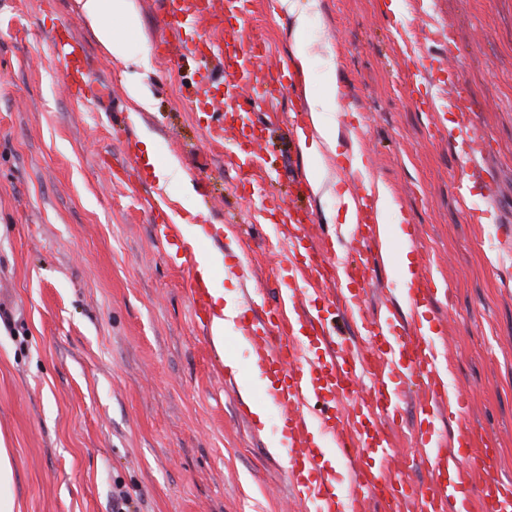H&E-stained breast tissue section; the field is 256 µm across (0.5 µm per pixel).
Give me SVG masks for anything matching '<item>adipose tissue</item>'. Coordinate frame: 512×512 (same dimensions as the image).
Listing matches in <instances>:
<instances>
[{
    "label": "adipose tissue",
    "mask_w": 512,
    "mask_h": 512,
    "mask_svg": "<svg viewBox=\"0 0 512 512\" xmlns=\"http://www.w3.org/2000/svg\"><path fill=\"white\" fill-rule=\"evenodd\" d=\"M80 12L91 27L100 46L113 58L140 67L149 62V49L139 40L140 21L128 0H77ZM336 85H329L325 98H308L310 119L317 137L304 146V153L315 154L320 148L335 150L336 129L322 120L321 115L336 106Z\"/></svg>",
    "instance_id": "ef3b65f1"
}]
</instances>
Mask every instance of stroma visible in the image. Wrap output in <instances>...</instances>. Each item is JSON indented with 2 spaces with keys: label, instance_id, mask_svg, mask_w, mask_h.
<instances>
[{
  "label": "stroma",
  "instance_id": "35a3bbf8",
  "mask_svg": "<svg viewBox=\"0 0 512 512\" xmlns=\"http://www.w3.org/2000/svg\"><path fill=\"white\" fill-rule=\"evenodd\" d=\"M131 2L151 49L144 68L111 58L75 0H0V446L14 461L20 512H113L120 492L129 512H298L287 462L271 447L273 414L247 423L237 414L265 399L250 383L254 353L232 344L230 326L216 349L193 320L188 270L145 205L146 133L193 183L189 210L180 182L154 185L167 211L182 222L205 212L213 237L198 248L229 264L251 259L250 281L214 276L241 307L256 288L267 306L281 301L268 274L292 231L289 206L311 212L317 232L350 241L340 200L360 153L380 180L382 223L401 214L417 225V270L448 284L431 321L448 383L469 399L462 422L490 434L512 475V274L498 240L500 225H512V0H401L396 14L386 0H255L243 37L263 34L287 64L295 40L309 47L308 77L295 79L292 96L322 95L332 79L343 93L327 115L337 126L332 155H304L284 135L289 98L258 109L270 151L259 222L225 150L204 138L210 116L186 101L195 61L168 55L156 0ZM448 31L459 51L450 70L480 113L475 163L498 183L484 214L457 189L467 169L452 138L457 113L434 119L410 98L408 50L427 54L431 37ZM71 35L106 79L99 103L65 90L53 42ZM133 81L148 109L130 98ZM313 167L320 188L297 193ZM385 249L373 280L392 288L387 301L404 318L405 249L395 238ZM417 429L405 399L389 469L424 484L409 452Z\"/></svg>",
  "mask_w": 512,
  "mask_h": 512
}]
</instances>
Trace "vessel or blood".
Returning a JSON list of instances; mask_svg holds the SVG:
<instances>
[{"instance_id": "1", "label": "vessel or blood", "mask_w": 512, "mask_h": 512, "mask_svg": "<svg viewBox=\"0 0 512 512\" xmlns=\"http://www.w3.org/2000/svg\"><path fill=\"white\" fill-rule=\"evenodd\" d=\"M162 5L171 26L189 37L202 59L200 84L223 87L225 97L235 100L233 122L208 126L206 133L215 142L234 141L238 181L254 185L262 169L264 137L251 108L283 95L286 89L265 37L256 34L247 41L237 37L236 28L252 15L254 0H162ZM58 63L71 75H89L81 41L60 53ZM448 102L459 114L454 138L458 149L476 155L481 137L473 104L463 103L458 93L449 95ZM349 174L357 189L358 261L345 270L335 294L317 303L304 292L303 280L295 277L294 270L301 264L307 279L323 281L322 270L330 264L334 250L313 225L296 220L288 247L273 268L281 294L291 303L289 316L249 303L238 327L239 341L255 353L256 365L268 380L266 398L287 440L283 454L304 512H366L371 502L380 512H396L406 500L417 512H468L463 506L465 484L457 479L465 459L483 475L482 512H512V480L498 476V456L484 433L467 424L445 435L435 428L441 416L459 417L467 407L463 394L446 385L445 357L425 320L433 300L443 292L440 282L418 273L403 290L402 297L416 311L417 320L403 321L387 307L378 315L360 317L359 330L367 338L368 349H358L352 339L329 330L343 306L360 305L370 285L368 272L384 255L378 193L365 182L361 167L350 168ZM461 184L478 188L485 198L496 192L493 176L481 168L465 174ZM190 293L195 320L210 328L215 313L204 283L193 280ZM413 389L420 393L416 446L431 481L425 489L386 472L390 456L386 429L396 424L399 405ZM354 393L369 396L370 402L359 412L343 416L339 403ZM330 446L344 457L347 488H339L335 478L321 471L320 459Z\"/></svg>"}]
</instances>
